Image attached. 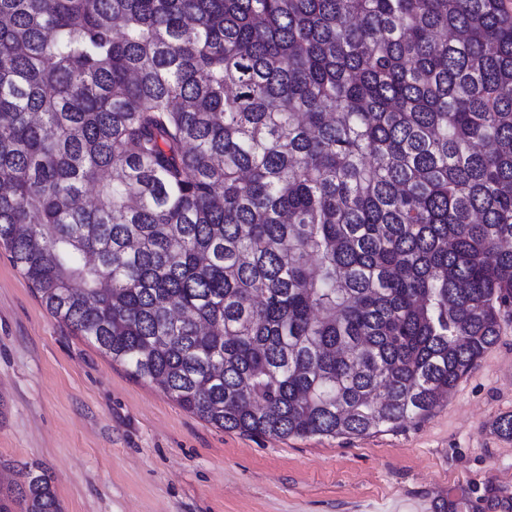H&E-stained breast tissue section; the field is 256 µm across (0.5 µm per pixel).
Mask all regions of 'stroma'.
I'll return each mask as SVG.
<instances>
[{"label":"stroma","instance_id":"obj_1","mask_svg":"<svg viewBox=\"0 0 512 512\" xmlns=\"http://www.w3.org/2000/svg\"><path fill=\"white\" fill-rule=\"evenodd\" d=\"M512 320L423 419L362 438L221 430L59 324L0 249V478L50 477L62 512H435L512 496Z\"/></svg>","mask_w":512,"mask_h":512}]
</instances>
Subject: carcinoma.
Returning a JSON list of instances; mask_svg holds the SVG:
<instances>
[{"instance_id":"1","label":"carcinoma","mask_w":512,"mask_h":512,"mask_svg":"<svg viewBox=\"0 0 512 512\" xmlns=\"http://www.w3.org/2000/svg\"><path fill=\"white\" fill-rule=\"evenodd\" d=\"M0 247L220 429L420 419L512 316V0H0Z\"/></svg>"}]
</instances>
